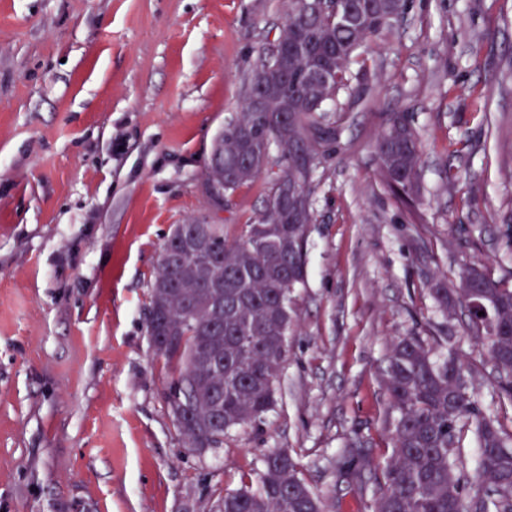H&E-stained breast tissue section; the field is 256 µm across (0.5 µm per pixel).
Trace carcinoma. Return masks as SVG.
Wrapping results in <instances>:
<instances>
[{
	"label": "carcinoma",
	"mask_w": 512,
	"mask_h": 512,
	"mask_svg": "<svg viewBox=\"0 0 512 512\" xmlns=\"http://www.w3.org/2000/svg\"><path fill=\"white\" fill-rule=\"evenodd\" d=\"M279 36L288 51V77L267 65L271 53L259 51L248 88L268 91L270 111L283 110L280 124L254 112L248 103L214 139L206 185L233 196L261 178L272 152L283 161L268 184L256 222L244 224L236 239L224 238V225L198 219L175 224L169 235L199 233L220 255L216 264L184 255L157 265L149 288L146 324L150 336L169 342L155 353L168 371L165 402L189 448H219L233 429L257 424L275 404V384L297 333L294 298L304 285V244L315 220L316 172L324 148L336 140L326 106L346 87V73L359 49L389 31L395 19L379 9L388 0H350L364 14L359 26L339 25L317 14L299 19L307 0H289ZM332 59L330 85L317 88L302 77ZM384 184L405 203L413 201L421 165L419 136L404 111L386 114L373 144ZM482 286L498 326L468 318L467 329L481 343L496 370L502 401L512 405V281L496 279L482 265L465 267L455 289L435 288L443 309L468 305L470 290ZM467 365L449 356L438 363L418 336L395 342L383 372L389 395L394 453L375 478L373 512H512V434L477 407L466 380ZM473 429L478 448V499L466 502L459 472V436ZM353 489L366 491L367 456L344 451ZM258 487L226 494L216 508L224 512H323L322 497L302 479L300 464L286 451L267 454Z\"/></svg>",
	"instance_id": "carcinoma-1"
}]
</instances>
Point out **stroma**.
Here are the masks:
<instances>
[{
	"label": "stroma",
	"mask_w": 512,
	"mask_h": 512,
	"mask_svg": "<svg viewBox=\"0 0 512 512\" xmlns=\"http://www.w3.org/2000/svg\"><path fill=\"white\" fill-rule=\"evenodd\" d=\"M288 0H0V512H214L288 451L324 512H371L341 451L393 454L382 384L390 342L418 336L468 365L499 406L495 372L432 290L469 263L512 273V0H413L369 42L328 107L338 140L317 175L300 327L263 422L187 448L146 332L148 288L173 225L235 239L280 171L228 205L204 180ZM422 142L405 207L372 145L385 112Z\"/></svg>",
	"instance_id": "stroma-1"
}]
</instances>
